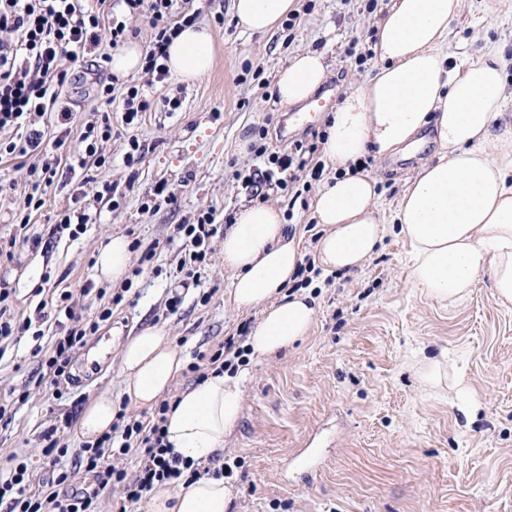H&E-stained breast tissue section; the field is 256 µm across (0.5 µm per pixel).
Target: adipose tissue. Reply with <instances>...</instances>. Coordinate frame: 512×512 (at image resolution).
Here are the masks:
<instances>
[{
	"label": "adipose tissue",
	"instance_id": "ef3b65f1",
	"mask_svg": "<svg viewBox=\"0 0 512 512\" xmlns=\"http://www.w3.org/2000/svg\"><path fill=\"white\" fill-rule=\"evenodd\" d=\"M464 0H392L378 26L374 75L348 94L329 116L322 144L326 162L340 175L325 180L314 201L324 227L317 260L327 271L362 266L381 244L384 222L377 208V181L369 172L349 173L361 157L398 153L433 126L438 150L407 179L394 220L413 247L411 277L432 299L452 304L469 295L479 272H489L501 304H512V89L505 81L503 48L486 44L463 66L449 67L451 24ZM298 0H232L246 32L276 29ZM214 61L213 38L190 25L173 39L171 75L191 82ZM323 53L298 51L273 85L280 104L306 100L325 80ZM286 234L281 210L267 203L242 208L224 235V268L232 275L230 299L237 310L261 308L249 336L260 359L292 347L310 333L315 308L308 294H287L301 262ZM122 393L152 407L183 371L186 359L160 330L143 328L120 347ZM246 367L210 376L176 396L164 432L172 455L208 462L223 449L241 417ZM116 419L111 393L82 410L75 429L92 442ZM232 490L224 478L156 484L151 512H228Z\"/></svg>",
	"mask_w": 512,
	"mask_h": 512
}]
</instances>
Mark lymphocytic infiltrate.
Instances as JSON below:
<instances>
[{
  "instance_id": "f902f5d3",
  "label": "lymphocytic infiltrate",
  "mask_w": 512,
  "mask_h": 512,
  "mask_svg": "<svg viewBox=\"0 0 512 512\" xmlns=\"http://www.w3.org/2000/svg\"><path fill=\"white\" fill-rule=\"evenodd\" d=\"M123 2L130 14L144 17L154 31V42L143 65L147 84L165 82L169 77L167 47L183 27L196 22L197 13L174 16L175 0ZM112 9V0H0V157L31 160L24 189L28 214L21 218V225L29 224L30 212L44 207L60 168H100L107 162L98 141L111 137L109 115H102L100 126L74 130L73 112L63 101L62 93L68 82L67 63L85 58L101 42H108L111 49L122 43L127 25L112 18ZM49 113L55 115L61 127L54 140L55 148L64 147L74 134L82 146L79 153L67 158L43 156L45 132L36 121ZM267 135L266 127L254 130L249 150L263 166L243 175V182L258 190L266 186L290 190L298 184L303 191H310L325 170L324 162L317 157V145L298 141L290 153L282 155L270 151ZM176 230L183 256L175 272L200 282L201 269L211 251L210 241L218 232L214 218L211 212H203L194 221L177 225ZM92 292L107 298L108 303L97 315L87 318L77 311L78 298ZM123 299V292L110 294L89 284L80 294L64 290L50 299L51 313L64 315L69 322L62 336L57 337L52 353L42 359L43 377L54 397L64 395L73 354L101 322L111 319L113 307ZM169 407V402H162L147 421L119 413L109 433L77 452L79 464L95 473L100 487L111 484L121 488L122 506L118 512H127L128 506L148 497L155 483H189L202 476L198 468L181 465L178 458L168 454L163 423ZM132 452L139 458L135 475L112 466L114 457ZM67 454V449L52 444L45 448L47 462L56 468L57 475L42 482L35 480L26 456L10 455L8 475L0 479V503H7V512H101L98 490L59 493V486L71 477L70 471L59 467Z\"/></svg>"
}]
</instances>
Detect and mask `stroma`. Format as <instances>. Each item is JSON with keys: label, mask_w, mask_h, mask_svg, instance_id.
Here are the masks:
<instances>
[{"label": "stroma", "mask_w": 512, "mask_h": 512, "mask_svg": "<svg viewBox=\"0 0 512 512\" xmlns=\"http://www.w3.org/2000/svg\"><path fill=\"white\" fill-rule=\"evenodd\" d=\"M300 2L312 10L295 27L250 35L233 18L231 0H198V22L213 36L212 69L190 84L172 78L150 86L140 72L116 80L119 93L132 84L145 88L150 107L133 128L123 123L120 102L101 100L92 85L111 76V68L92 72L86 62L69 64L65 97L78 123L111 115L112 138L104 145L111 163L84 177L64 173L38 212L24 209L27 164L0 161V180L15 186L0 194V238H24L14 259L0 257L11 317L34 315L35 290L46 274L71 289L89 282L102 287L95 261L112 236L128 240L135 271L121 306L74 354L66 397L53 399L40 383L34 355L50 349L55 323H45L37 339L0 340V401L12 405L0 417V477L7 475L8 457L19 453L48 478L45 432L79 416L102 392L120 399L123 338L152 326L190 359L217 349L241 323H259L260 309L233 306L224 269L227 221L257 200L234 173L256 165L248 149L255 127L266 126L269 146L283 152L324 132L328 112L374 73V62L359 66L347 57L350 41L357 37L371 47L391 4L378 0L371 11L368 0ZM492 2L495 11L479 21L481 0H465L448 47L455 63L477 57L489 42L512 55V0ZM301 49L323 52L329 64L317 89L324 111H311L306 102L289 108L271 95V81ZM255 67L262 68V80H253ZM173 97L181 101L174 110L167 104ZM292 111L308 113V121L286 124ZM132 135L144 154L129 167L124 155ZM435 152L427 129L412 151L375 158L370 172L387 220L382 244L363 267L313 290L314 323L304 341L249 363L240 421L211 462L215 469L233 468L229 512H512V305L499 304L485 271L455 304L429 298L414 286L411 246L390 222L407 175ZM163 183L170 196L156 195ZM80 196L91 205L86 232L51 238L57 212ZM266 199L292 212L288 234L302 253H313L307 226L314 193H306L302 206L280 189L267 190ZM206 210L219 233L200 286L183 289L172 276L180 257L174 227ZM26 214L31 222L23 228L19 220ZM175 291L182 302L171 313L165 302ZM424 357L443 359L445 389L424 386L417 366Z\"/></svg>", "instance_id": "obj_1"}]
</instances>
